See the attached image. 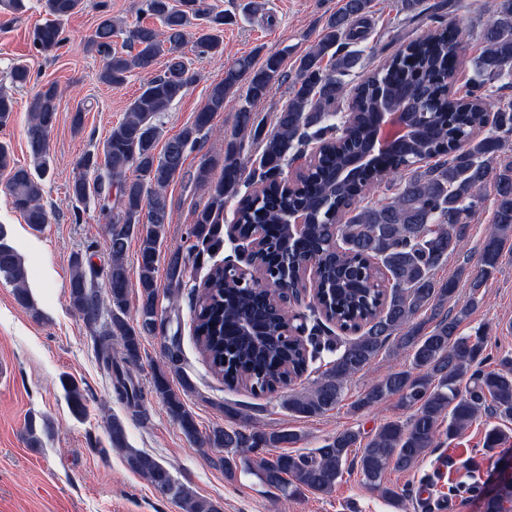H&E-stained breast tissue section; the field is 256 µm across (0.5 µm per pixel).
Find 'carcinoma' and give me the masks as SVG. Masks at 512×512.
I'll list each match as a JSON object with an SVG mask.
<instances>
[{
  "label": "carcinoma",
  "instance_id": "cac0c4a2",
  "mask_svg": "<svg viewBox=\"0 0 512 512\" xmlns=\"http://www.w3.org/2000/svg\"><path fill=\"white\" fill-rule=\"evenodd\" d=\"M404 14L397 26L381 34L385 45H396L382 66L354 83L349 77L361 66L364 50L357 47V21L373 13V0H345L329 15L325 34L303 55L287 104L276 113L275 130L264 132V123L254 110L282 77V58L267 57L255 67L249 56L236 59L224 69L193 121L164 150L156 153L161 119L170 106L190 89L194 77L185 60V47L200 55L224 52L222 14H213L205 0H143L140 10L158 25L138 24L129 30V50L113 47L123 31L121 23L102 13L86 50L103 60L99 78L110 86L126 82L128 74L164 60V70L144 81L128 106L124 119L113 126L101 150L85 154L79 172L69 186V197L93 201L105 220L110 263L106 274L107 319H101L102 300L95 272L80 253L71 257L69 305L93 328L98 360L113 384L116 399L142 420L147 416V398L159 399L181 431L189 438L199 434L194 415L183 395L193 383L183 368L181 342L164 344L165 363L154 370L149 393L135 382L131 371L112 360L118 344L124 360L136 362L142 340L156 333L158 311L157 263L170 223L165 190L183 167L186 153L212 129L213 117L224 111L226 101L239 99L234 115V135L227 142L220 176L212 180L214 164L201 162L196 183L207 188L208 200L195 214L185 241L167 257L168 287L181 290L190 261L201 254L224 248L222 223L229 199L237 198L234 215L241 231L252 224L270 225L267 242L258 262L272 284L281 246H288L296 271L315 259L323 263L319 301L325 314L343 326L355 325L358 336L336 348L325 370L311 389L288 394V412L310 418L335 409L347 383L392 347L406 354L409 365L389 370L354 402L353 409H371L392 396L411 414L389 420L369 439L358 430L345 429L308 454H291L286 448L301 440L293 429L248 431L237 427L240 409L224 405L227 425L215 427L205 441L222 448L216 460L224 475L237 471L255 475L286 497L303 490L330 495L348 467L355 466L383 499L400 506L409 491L383 482L385 472H406L424 460L440 437L452 440L479 414L489 419L512 420V353L500 357L489 369L485 355L487 336L482 329L462 335L459 327L484 298L485 288L503 261V246L512 237V158L505 147L512 136V97L499 99L495 134L480 137L486 111V91L494 84L512 88V0H488L489 19L481 30V52L473 59L477 79L462 97L452 92L459 50L471 30L448 19L455 0H398ZM83 0H45L49 18L32 32L34 47L41 53L57 50L62 41L61 23L77 13ZM430 25L420 32L416 25L425 14ZM419 32L405 41L403 27ZM421 74L424 85L414 109L424 135L408 142L387 164L392 179L390 192L375 202L365 201L360 189L354 207L336 221V209L345 191L336 187L331 171L346 164L373 131L376 106L381 96H396L412 73ZM350 96L354 118L350 132L336 143L338 100ZM60 92L54 84L35 90L28 102V143L32 165L14 162L10 147L0 142V170L8 172L7 191L15 211L28 226L40 230L49 221L42 204L43 182L51 171L48 135L55 126ZM15 101L0 92V127L13 120ZM323 143L320 164L304 176L293 190L285 192L268 184L261 195L239 194V185L267 179L282 171L288 158L312 141ZM429 159L431 163L421 164ZM492 204V222L474 268L460 267L441 280L436 271L449 259L462 254L469 225L476 214ZM301 211L307 220L306 234L290 237L288 213ZM340 240L345 252H328L331 239ZM138 242V300L135 318L128 317L130 280L126 253ZM383 269L390 288L376 287L377 269ZM0 275L15 285L17 301L32 307L26 288V270L17 250L4 240L0 229ZM467 288L466 300L453 307L448 302ZM197 296L194 334L210 369L231 387L244 386L254 394L275 392L300 378L311 356L296 338L284 335L286 318L263 294L213 265L206 279L193 285ZM251 316L265 328L269 343L257 350L239 334L237 324ZM180 379V388L172 377ZM71 413L86 414V397L77 381L61 379ZM507 438L498 426L486 429L482 455L492 458ZM109 448L123 453L127 466L143 476L161 495L175 501L183 512H223L217 501L199 497L178 482L170 469L153 455L134 448L124 422L113 416L108 422ZM107 448V449H109ZM268 448H283L274 457ZM102 448L100 452L107 453ZM512 503V481L503 482L489 494L485 512H505Z\"/></svg>",
  "mask_w": 512,
  "mask_h": 512
}]
</instances>
